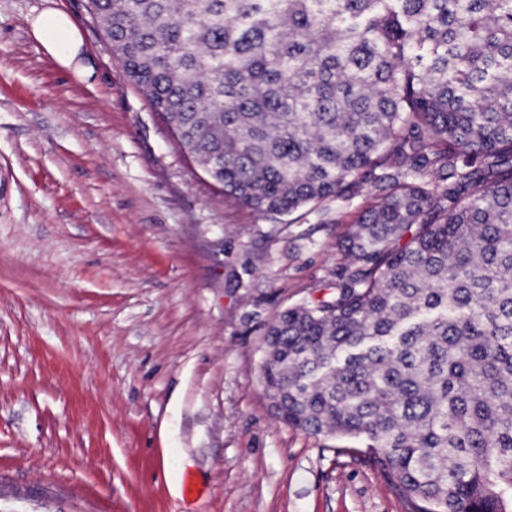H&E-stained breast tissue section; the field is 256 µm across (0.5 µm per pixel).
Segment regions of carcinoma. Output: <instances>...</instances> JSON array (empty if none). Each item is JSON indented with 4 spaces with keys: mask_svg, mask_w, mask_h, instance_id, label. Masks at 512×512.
<instances>
[{
    "mask_svg": "<svg viewBox=\"0 0 512 512\" xmlns=\"http://www.w3.org/2000/svg\"><path fill=\"white\" fill-rule=\"evenodd\" d=\"M224 194L376 202L268 331L286 424L364 441L411 512H512V0H89Z\"/></svg>",
    "mask_w": 512,
    "mask_h": 512,
    "instance_id": "obj_1",
    "label": "carcinoma"
}]
</instances>
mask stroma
Masks as SVG:
<instances>
[{
	"instance_id": "obj_1",
	"label": "stroma",
	"mask_w": 512,
	"mask_h": 512,
	"mask_svg": "<svg viewBox=\"0 0 512 512\" xmlns=\"http://www.w3.org/2000/svg\"><path fill=\"white\" fill-rule=\"evenodd\" d=\"M50 9L83 75L32 34ZM374 197L227 198L88 0H0V512H409L357 440L284 424L260 381L269 326L326 295Z\"/></svg>"
}]
</instances>
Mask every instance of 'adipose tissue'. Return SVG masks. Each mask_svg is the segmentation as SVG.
I'll use <instances>...</instances> for the list:
<instances>
[{"instance_id": "ef3b65f1", "label": "adipose tissue", "mask_w": 512, "mask_h": 512, "mask_svg": "<svg viewBox=\"0 0 512 512\" xmlns=\"http://www.w3.org/2000/svg\"><path fill=\"white\" fill-rule=\"evenodd\" d=\"M35 38L64 68L84 72L81 62L82 40L78 29L64 13L50 10L36 16L31 23Z\"/></svg>"}]
</instances>
